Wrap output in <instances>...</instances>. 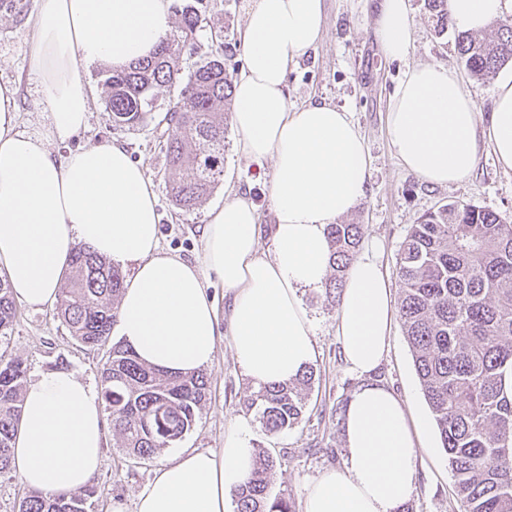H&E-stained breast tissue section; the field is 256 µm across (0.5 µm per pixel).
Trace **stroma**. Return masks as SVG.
I'll return each mask as SVG.
<instances>
[{
    "label": "stroma",
    "mask_w": 512,
    "mask_h": 512,
    "mask_svg": "<svg viewBox=\"0 0 512 512\" xmlns=\"http://www.w3.org/2000/svg\"><path fill=\"white\" fill-rule=\"evenodd\" d=\"M19 11L0 10V82L19 89V127L26 131L47 129L45 100L40 86L28 70L29 19L35 0H22ZM415 16L413 44L408 60L387 59L373 34L371 0H325L324 36L310 55L289 68L285 91L288 103L300 106L311 101L327 102L350 112L368 148L370 178L365 196L352 213L349 224L363 227L361 248L377 247L388 278H395L399 250L408 230L419 218L439 206L459 202L483 207L512 224V172L503 171L491 148L480 153L471 177L462 184L432 186L405 169L387 135L389 98L408 62H442L464 72L456 44V29L438 33L425 0H411ZM205 19L195 37V50L184 51L180 66L190 73L199 57L211 51L213 33L234 55L236 68H243L244 54L239 31L244 22L245 0H203ZM103 65L89 66L84 74L94 91L88 125L84 131L59 145L60 153L88 144L116 142L141 162L152 179L158 197L160 247L187 261L200 256L202 228L207 210L224 201L228 185L245 191L255 203L262 231L273 222L268 183L273 163L249 161L237 153L234 128L225 133L224 176L194 210L185 212L172 203L167 192L171 175L166 145L172 133L164 123L170 102L180 95L181 84L160 88L156 106L142 125L115 126L106 107L102 86ZM208 292L213 298L221 334L216 357L205 367L208 394L191 429L163 450L157 459L135 464L129 461L113 432H106L101 467L92 484L96 490L94 512H135L138 494L150 483L159 464L191 451H220L224 431L238 417L246 418L252 430V448H265L277 459L269 484L270 497L289 499L300 512L304 497L325 470L344 460L342 420L345 406L361 381L348 371L336 336L337 304L327 301L324 291H310L302 300L315 329L316 358L311 363L313 379L304 390L306 409L294 427L270 434L262 429L247 400L254 391L238 367L227 334L228 297L214 273H207ZM16 318L0 354L23 362L26 380L49 371H72L94 389L102 387L107 347L89 349L71 336L53 306L31 308L17 304ZM406 403L413 418L423 419L418 454V476L407 503L409 512H463L454 491L433 415L423 395L411 347L401 322H394L388 351L375 375Z\"/></svg>",
    "instance_id": "obj_1"
}]
</instances>
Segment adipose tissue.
Here are the masks:
<instances>
[{"label":"adipose tissue","instance_id":"ef3b65f1","mask_svg":"<svg viewBox=\"0 0 512 512\" xmlns=\"http://www.w3.org/2000/svg\"><path fill=\"white\" fill-rule=\"evenodd\" d=\"M455 26L480 32L512 14V0H448ZM374 35L383 54L406 58L411 0H376ZM324 0H247L241 41L246 68L234 81L232 125L247 159L272 160L274 223L262 249L259 214L245 193L226 189L212 208L196 263L164 253L158 198L145 168L113 143L56 156L55 144L88 125L93 100L83 71L127 68L148 58L172 29L173 0H35L29 68L42 87L47 132L18 127L12 85H0V271L14 298L40 308L59 295L70 257L85 245L132 277L115 327L145 363L187 373L213 362L218 317L205 281L214 272L230 298L229 336L251 383L297 378L316 353L301 299L329 275L327 227L348 215L370 177L365 140L349 112L325 102L288 104L290 66L316 48ZM401 164L428 184L457 185L484 145L512 171V75L501 78L489 116L464 79L441 62L409 66L387 112ZM395 316L378 258L356 257L336 314V336L361 385L343 416L346 458L310 487L303 512H401L414 488L417 432L400 397L374 381ZM105 414L96 391L72 372L41 375L23 393L12 466L45 493L88 486L100 464ZM245 419L224 431L221 453L192 452L162 463L138 495L136 512H227L226 494L252 466Z\"/></svg>","mask_w":512,"mask_h":512}]
</instances>
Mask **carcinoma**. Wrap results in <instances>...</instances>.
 I'll use <instances>...</instances> for the list:
<instances>
[{"label": "carcinoma", "mask_w": 512, "mask_h": 512, "mask_svg": "<svg viewBox=\"0 0 512 512\" xmlns=\"http://www.w3.org/2000/svg\"><path fill=\"white\" fill-rule=\"evenodd\" d=\"M445 29L448 0H427ZM201 13L181 10L177 30L157 51L123 70L105 72L106 107L119 127H135L151 111L155 91L184 82L178 101L164 116L174 128L167 141L174 205L194 209L224 176V114L233 107V72L226 55L203 56L182 80L179 56L201 28ZM460 58L477 77H491L512 63V19L495 22L494 36L457 35ZM330 268L327 298L336 300L363 235L361 224L327 228ZM73 277L61 289L57 314L72 336L89 348L104 345L118 317L125 286L122 272L88 247L75 248ZM396 275L399 315L411 345L423 395L433 414L464 512H512V224L471 204L448 203L411 226L400 247ZM16 306L0 276V338L13 326ZM22 362L0 360V473L10 469L11 448L21 415ZM102 399L112 431L125 455L149 461L190 430L208 393L196 371L168 375L141 363L130 346L117 342L104 364ZM312 372L288 384L259 387L249 407L265 431L275 434L303 414L301 389ZM275 460L253 452L245 480L234 488L235 512H293L289 500L269 496ZM95 489L80 493L33 491L18 512H92Z\"/></svg>", "instance_id": "cac0c4a2"}]
</instances>
